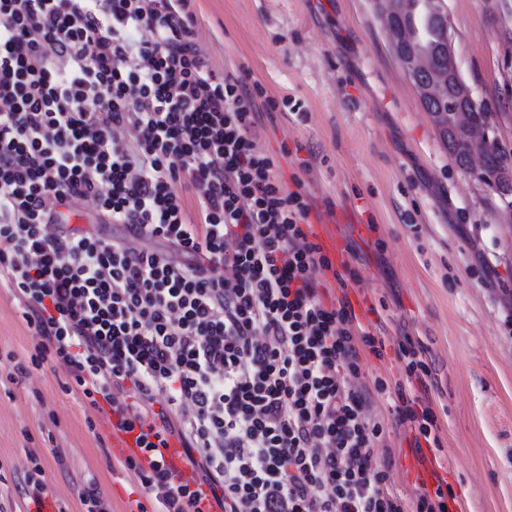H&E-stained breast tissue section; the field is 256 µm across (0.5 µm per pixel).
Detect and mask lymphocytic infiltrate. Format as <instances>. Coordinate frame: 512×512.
Wrapping results in <instances>:
<instances>
[{
    "mask_svg": "<svg viewBox=\"0 0 512 512\" xmlns=\"http://www.w3.org/2000/svg\"><path fill=\"white\" fill-rule=\"evenodd\" d=\"M190 0H0V288L67 391L107 403L148 462L138 512H450L453 488H394L391 428L439 450L432 367L397 341L405 381L365 379L361 326L255 134L260 84L200 51ZM187 184L193 199L176 191ZM93 200L121 239L79 233ZM332 280H325V273ZM178 441L190 479L162 450Z\"/></svg>",
    "mask_w": 512,
    "mask_h": 512,
    "instance_id": "f902f5d3",
    "label": "lymphocytic infiltrate"
}]
</instances>
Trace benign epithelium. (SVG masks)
Returning <instances> with one entry per match:
<instances>
[{
	"instance_id": "benign-epithelium-1",
	"label": "benign epithelium",
	"mask_w": 512,
	"mask_h": 512,
	"mask_svg": "<svg viewBox=\"0 0 512 512\" xmlns=\"http://www.w3.org/2000/svg\"><path fill=\"white\" fill-rule=\"evenodd\" d=\"M378 11L392 49L412 44L418 36V20L423 7L418 0H377ZM448 67H434L430 55L415 50L410 56L400 59L408 76L416 80V90L421 99H436L448 93V113L443 119L450 120L452 133L463 138L470 148L471 162L476 168L483 164V141L479 138L469 119L473 111V89L460 74L453 41L446 46Z\"/></svg>"
}]
</instances>
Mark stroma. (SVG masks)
<instances>
[{
	"instance_id": "stroma-1",
	"label": "stroma",
	"mask_w": 512,
	"mask_h": 512,
	"mask_svg": "<svg viewBox=\"0 0 512 512\" xmlns=\"http://www.w3.org/2000/svg\"><path fill=\"white\" fill-rule=\"evenodd\" d=\"M460 73L512 168V0H447ZM198 44L217 68L237 70L280 100L256 130L288 190L304 186L312 217L357 246L356 313L406 334L436 367L430 395L444 437L445 479L459 512H512V207L458 168L394 56L374 0H195ZM383 250H376V241ZM494 259L485 285L477 254ZM38 341L0 288V352ZM0 359V512H24L16 483L28 452L48 491L84 512L97 485L109 512H133L140 492L110 450L108 432L65 391L50 362L6 381Z\"/></svg>"
}]
</instances>
